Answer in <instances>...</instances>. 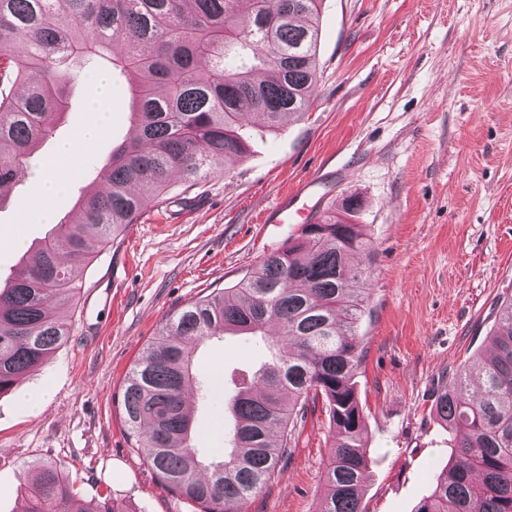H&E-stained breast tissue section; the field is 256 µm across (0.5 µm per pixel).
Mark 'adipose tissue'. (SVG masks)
Segmentation results:
<instances>
[{
	"instance_id": "1",
	"label": "adipose tissue",
	"mask_w": 512,
	"mask_h": 512,
	"mask_svg": "<svg viewBox=\"0 0 512 512\" xmlns=\"http://www.w3.org/2000/svg\"><path fill=\"white\" fill-rule=\"evenodd\" d=\"M108 99L109 93L105 78H97L96 93L89 106L90 112L94 114L93 120L82 129L76 141L62 145L58 150L56 160L48 162L46 166V178L41 193V216H49L50 204L59 195L63 185V174L58 166L59 160L76 156L79 151L90 147L102 134L108 120L106 107Z\"/></svg>"
}]
</instances>
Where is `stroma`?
<instances>
[{
    "instance_id": "35a3bbf8",
    "label": "stroma",
    "mask_w": 512,
    "mask_h": 512,
    "mask_svg": "<svg viewBox=\"0 0 512 512\" xmlns=\"http://www.w3.org/2000/svg\"><path fill=\"white\" fill-rule=\"evenodd\" d=\"M318 81L300 119L268 130L247 123L246 158L216 166L191 191L146 211L92 263L76 270L68 341L31 371L24 409L0 396V512H18L38 466L55 464L81 497L104 494L131 512H198L156 478L132 447L121 394L134 360L169 314L233 287L302 227L279 211L320 212L358 202L350 223L370 239V296L358 324L353 378L371 458L365 512H415L443 475L456 441L435 412L459 366L483 353L495 313L512 294V0H323ZM130 81L115 75L99 141L60 161L73 209L113 145L124 140ZM68 108L35 160L0 201V282L50 230L33 209L59 142L91 121L93 78L69 85ZM267 355L252 336L227 334L194 352V446L220 460L228 441L211 377L253 374ZM335 444L328 406L296 427L286 466L245 512H315Z\"/></svg>"
}]
</instances>
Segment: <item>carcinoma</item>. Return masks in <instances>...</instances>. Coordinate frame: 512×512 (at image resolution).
<instances>
[{
    "instance_id": "cac0c4a2",
    "label": "carcinoma",
    "mask_w": 512,
    "mask_h": 512,
    "mask_svg": "<svg viewBox=\"0 0 512 512\" xmlns=\"http://www.w3.org/2000/svg\"><path fill=\"white\" fill-rule=\"evenodd\" d=\"M322 0H0V190L52 136L67 86L109 63L132 76L129 136L112 147L98 183L72 216L0 285V394L15 390L64 344L75 302L71 268L89 263L149 207L167 203L173 177L191 190L247 144L239 120L275 127L305 114L317 81ZM369 245L358 226L326 212L262 257L234 287L175 311L125 378L122 405L133 447L145 448L161 484L200 512H244L288 460L298 421L322 400L337 432L316 512H364L370 465L353 377L356 330L368 298ZM491 350L458 369L436 415L458 437L448 473L416 512H512V296L496 312ZM228 331L259 336L271 360L229 399L231 451L219 462L193 447L185 398L191 345ZM23 512H130L107 495L84 499L44 464Z\"/></svg>"
}]
</instances>
